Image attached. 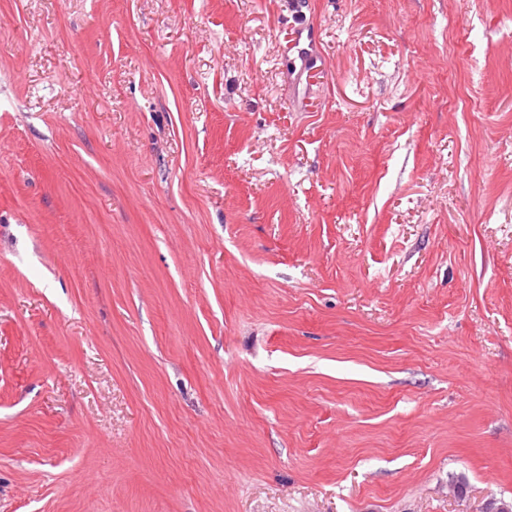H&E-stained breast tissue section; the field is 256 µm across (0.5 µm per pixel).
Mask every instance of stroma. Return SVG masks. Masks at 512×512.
<instances>
[{"instance_id":"1","label":"stroma","mask_w":512,"mask_h":512,"mask_svg":"<svg viewBox=\"0 0 512 512\" xmlns=\"http://www.w3.org/2000/svg\"><path fill=\"white\" fill-rule=\"evenodd\" d=\"M493 502L512 0H0V512Z\"/></svg>"}]
</instances>
